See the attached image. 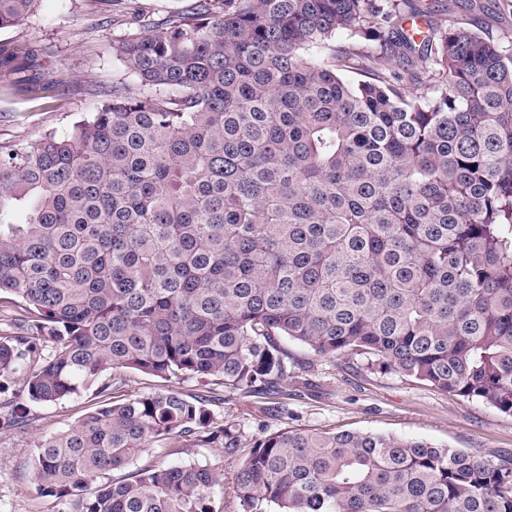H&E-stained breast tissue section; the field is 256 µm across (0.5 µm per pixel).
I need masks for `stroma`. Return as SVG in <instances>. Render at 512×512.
I'll list each match as a JSON object with an SVG mask.
<instances>
[{
  "label": "stroma",
  "instance_id": "1",
  "mask_svg": "<svg viewBox=\"0 0 512 512\" xmlns=\"http://www.w3.org/2000/svg\"><path fill=\"white\" fill-rule=\"evenodd\" d=\"M435 2V25L456 22L497 37L512 36V0H419ZM191 0H36L32 15L0 30V46L26 53L29 74L0 70V153L26 147L48 133L65 134L93 110L96 95L113 81L134 75L112 55L115 38L132 33L138 20L159 19L188 7ZM292 352L313 361L309 383L288 398V422L323 430H362L418 439L464 452L491 456L512 452V417L476 400L451 398L395 373L370 374L339 358L314 359L299 344ZM84 392L56 404L27 406V429L0 418V512H59L55 498L36 492L31 462L40 436L68 427L93 404ZM216 417L240 422L246 437L278 428L276 418L251 401H214ZM160 461L206 466L224 475V512H242L233 493L237 459L220 448H151L134 467Z\"/></svg>",
  "mask_w": 512,
  "mask_h": 512
}]
</instances>
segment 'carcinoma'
I'll list each match as a JSON object with an SVG mask.
<instances>
[{"label": "carcinoma", "instance_id": "cac0c4a2", "mask_svg": "<svg viewBox=\"0 0 512 512\" xmlns=\"http://www.w3.org/2000/svg\"><path fill=\"white\" fill-rule=\"evenodd\" d=\"M33 2L0 0V29ZM424 16L194 0L113 41L136 84L0 155V413L23 428L19 397L99 399L35 445L61 512H219L207 466L110 478L152 446L240 458L243 512H512L511 454L288 426L246 448L206 408L288 414L314 371L292 341L512 417V39L430 24L418 41L405 23ZM132 372L207 397L116 399Z\"/></svg>", "mask_w": 512, "mask_h": 512}]
</instances>
